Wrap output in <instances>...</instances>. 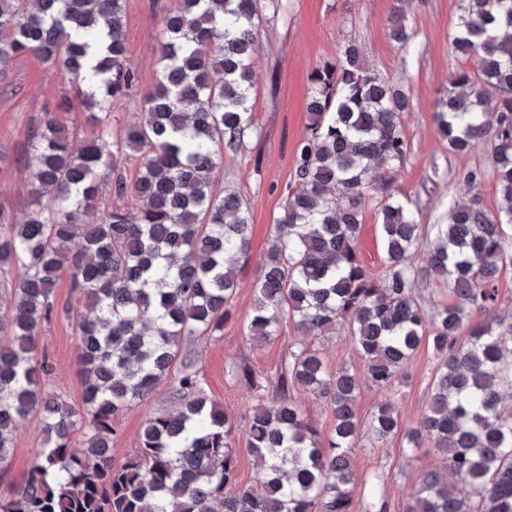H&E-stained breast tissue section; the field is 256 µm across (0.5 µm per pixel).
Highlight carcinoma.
Masks as SVG:
<instances>
[{
  "label": "carcinoma",
  "mask_w": 512,
  "mask_h": 512,
  "mask_svg": "<svg viewBox=\"0 0 512 512\" xmlns=\"http://www.w3.org/2000/svg\"><path fill=\"white\" fill-rule=\"evenodd\" d=\"M462 2L452 49L474 68L450 76L436 131L453 153L491 146L505 207L491 215L474 196L450 199L427 266H415L422 227L387 177L408 151L409 96L368 69L354 44L312 69L297 189L284 198L248 318L257 342L288 322L302 335L276 374L283 397L251 409L247 451L265 473L257 492L238 483L234 417L208 395L183 342L224 331L235 260L250 251L248 206L215 190V170L252 130L260 0H180L163 19L158 83L120 137L112 108L135 86L126 0H0V82L10 60L34 55L72 83L95 127L77 148L59 118L68 98L43 113L32 134L30 207L0 239V281L14 285L0 313L11 333L0 344V461L20 419L37 412L44 433L24 483L0 496V512H354L361 382L393 386L424 341L437 362L406 452L427 443L444 466L421 476L406 512H512V415L500 397L512 386V322L475 320L495 308L498 276L512 264V0ZM391 37L402 46L411 39L404 17L394 18ZM131 159L139 161L132 179L122 169ZM108 180L136 212L101 207ZM377 196L380 277L359 248L365 206ZM65 276L86 308L76 318L78 406L45 388L46 362L33 356ZM427 277L448 285L451 298L430 312L414 298ZM341 330L364 360L361 377L329 371L307 341ZM176 367L177 410L150 417L138 448L115 461L117 415ZM294 388L329 404L327 439L289 395ZM400 428L387 399L368 434L376 445Z\"/></svg>",
  "instance_id": "obj_1"
}]
</instances>
